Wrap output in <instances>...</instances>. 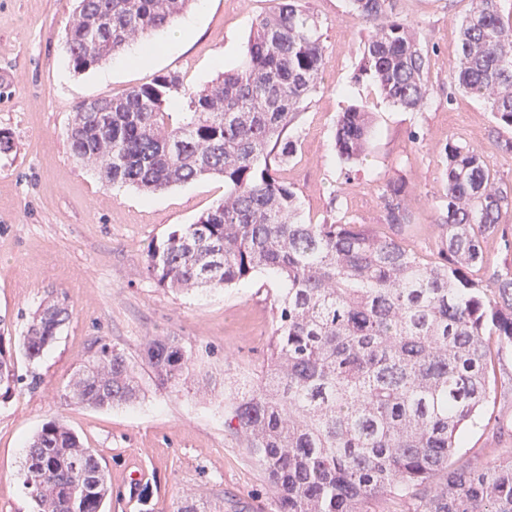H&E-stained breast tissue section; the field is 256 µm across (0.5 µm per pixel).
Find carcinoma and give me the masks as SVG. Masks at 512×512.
Returning <instances> with one entry per match:
<instances>
[{"mask_svg":"<svg viewBox=\"0 0 512 512\" xmlns=\"http://www.w3.org/2000/svg\"><path fill=\"white\" fill-rule=\"evenodd\" d=\"M192 0H76L66 46L76 72L92 69L137 36L171 26ZM361 18L356 79L392 105L419 109L430 88L428 55L393 0H351ZM321 22L301 0H272L256 19L246 56L195 87L154 76L120 96L75 106L67 139L104 185L157 191L202 177L224 179V200L148 251L161 288H226L266 272L281 285L261 363L224 397V428L274 488L278 512H377L389 496L413 512H512V453L475 469L458 457L465 426L500 388L494 355L512 349V275L486 281V238L512 209V188L490 177L483 153L448 139L444 159L443 262L426 263L365 224L298 219L295 191L276 167L297 151L287 135L323 81ZM454 85L486 101L512 126V20L498 0H473L459 24ZM183 104L180 119L169 112ZM372 116L351 106L336 123L346 165L363 163ZM386 221L405 224L402 185L383 195ZM50 295L22 337L27 363L69 321ZM192 352L176 336L143 344L142 364L161 387L179 386ZM139 365L102 345L75 373L66 398L92 407L134 403ZM19 381L0 342V390ZM22 484L32 512H102L109 492L93 449L63 420L44 423L27 445Z\"/></svg>","mask_w":512,"mask_h":512,"instance_id":"cac0c4a2","label":"carcinoma"}]
</instances>
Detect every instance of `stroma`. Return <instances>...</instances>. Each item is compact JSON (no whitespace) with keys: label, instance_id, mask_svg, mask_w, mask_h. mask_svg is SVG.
Masks as SVG:
<instances>
[{"label":"stroma","instance_id":"35a3bbf8","mask_svg":"<svg viewBox=\"0 0 512 512\" xmlns=\"http://www.w3.org/2000/svg\"><path fill=\"white\" fill-rule=\"evenodd\" d=\"M321 22L324 80L289 127L299 147L278 177L297 194L300 218L368 225L381 236L435 257L444 211L441 147L458 139L482 151L495 182L512 185V153L494 139L512 140L488 107L455 88L458 22L471 0H395L394 15L414 31L429 56L430 95L416 111L386 103L369 80L355 81L362 23L349 0H305ZM269 0H211L190 38L159 48L146 63L107 60L84 73L68 63L64 36L74 0H0V131L15 149L0 154V341L17 349L33 313L49 294L72 310L36 367L17 359L20 382L0 399V512H30L20 469L26 444L54 418L93 448L107 475L104 512H176L206 498L224 512H277V497L240 442L224 429V387L261 362L271 331L267 273L223 290L162 288L146 270L150 246L198 217L224 196V181L203 177L156 192L103 188L77 161L66 131L73 108L92 97L118 96L159 73H179L192 86L243 58L258 15ZM371 112L375 134L362 165L347 169L333 144L336 119L349 105ZM405 186L409 226L387 224L381 195ZM488 241L485 268L512 271V210ZM176 336L194 364L178 390L159 387L142 370L135 404L89 408L64 401L75 372L101 344L139 358L146 338ZM210 383L206 400L195 395ZM512 450V395L493 394L477 423L462 434L460 453L472 467L491 449Z\"/></svg>","mask_w":512,"mask_h":512}]
</instances>
